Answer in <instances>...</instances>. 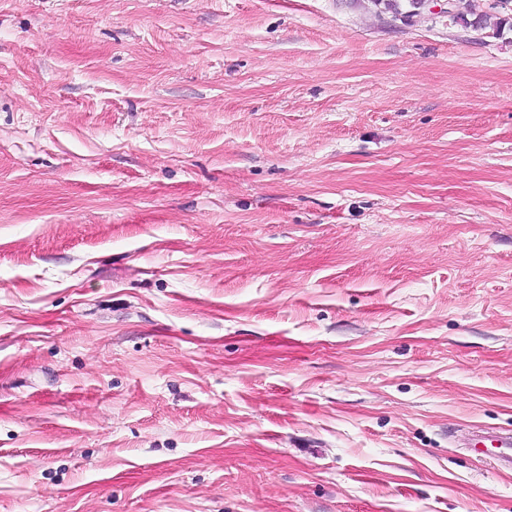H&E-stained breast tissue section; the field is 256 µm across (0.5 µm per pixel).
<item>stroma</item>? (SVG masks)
Masks as SVG:
<instances>
[{"label":"stroma","mask_w":512,"mask_h":512,"mask_svg":"<svg viewBox=\"0 0 512 512\" xmlns=\"http://www.w3.org/2000/svg\"><path fill=\"white\" fill-rule=\"evenodd\" d=\"M512 30L367 0H0V512H512ZM472 451L478 457H491L504 470H512V436H479L472 443Z\"/></svg>","instance_id":"1"}]
</instances>
